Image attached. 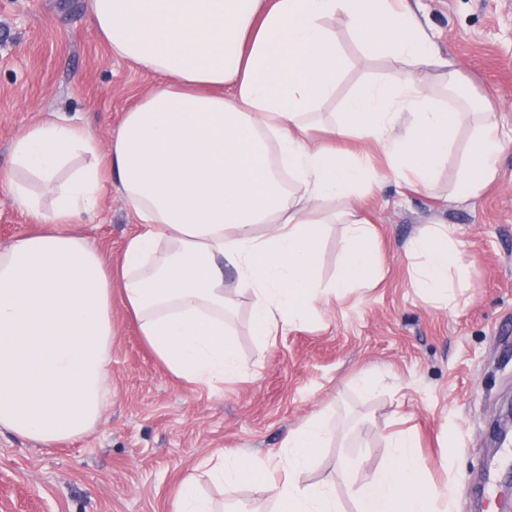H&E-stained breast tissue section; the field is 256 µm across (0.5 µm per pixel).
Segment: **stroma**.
Masks as SVG:
<instances>
[{
	"label": "stroma",
	"instance_id": "stroma-1",
	"mask_svg": "<svg viewBox=\"0 0 512 512\" xmlns=\"http://www.w3.org/2000/svg\"><path fill=\"white\" fill-rule=\"evenodd\" d=\"M441 55L453 62L471 101L500 104L512 129V0H409ZM349 65L330 109L378 80L387 59L366 60L337 28ZM157 82L113 55L90 24L85 0H0V172L29 123L64 114L108 141L122 115ZM496 182L478 200L447 204L393 180L360 204L383 257L373 288L331 301L322 324L297 328L263 346L250 331V301L236 298L229 327L250 376L216 389L190 390L160 363L121 302L112 305V397L97 426L53 448L0 434V512H172L179 478L216 449L265 457L289 430L331 409L334 433L300 480L311 483L343 462L358 480L374 475L389 450L384 437L410 432L437 487L482 483L490 470L487 512H500L512 483L493 433L512 404V149ZM37 219L0 189V247ZM455 225L474 260L456 313L434 307L408 286L405 246L428 224ZM76 230L120 261L141 231L121 192L79 218ZM384 373L383 388L360 392L363 373ZM219 512L247 505L274 512L269 496L242 486L227 495L202 481Z\"/></svg>",
	"mask_w": 512,
	"mask_h": 512
}]
</instances>
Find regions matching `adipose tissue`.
Segmentation results:
<instances>
[{"mask_svg": "<svg viewBox=\"0 0 512 512\" xmlns=\"http://www.w3.org/2000/svg\"><path fill=\"white\" fill-rule=\"evenodd\" d=\"M87 12L112 54L160 81L108 145L89 125L53 119L13 139L0 188L40 223L0 248V433L50 448L95 427L110 398L116 292L185 384L247 377L224 321L236 295L249 297L251 333L266 346L320 322L331 300L372 287L381 267L357 205L364 193L385 178L431 192L452 159L448 200H476L512 148L493 100L474 109L444 100L457 73L407 0H87ZM339 23L365 56L393 67L335 114ZM349 139L366 154L342 149ZM114 183L142 226L116 270L73 228ZM332 224L344 227L341 261L326 279ZM454 234L428 224L406 247L411 288L451 311L473 265ZM329 436L322 411L268 458L216 450L181 477L174 512H215L204 477L229 492L251 485L276 512H340V482L353 487L355 512H441L456 494L430 484L405 434L386 435L390 455L365 483L347 463L335 479L302 484Z\"/></svg>", "mask_w": 512, "mask_h": 512, "instance_id": "1", "label": "adipose tissue"}]
</instances>
